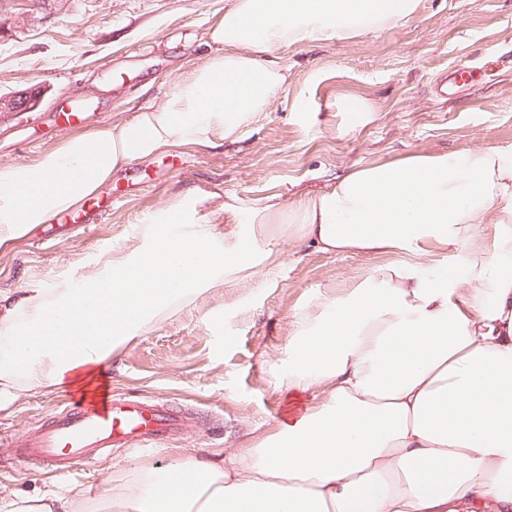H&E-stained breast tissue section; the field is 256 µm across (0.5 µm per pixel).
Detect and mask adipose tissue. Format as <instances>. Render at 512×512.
<instances>
[{"mask_svg":"<svg viewBox=\"0 0 512 512\" xmlns=\"http://www.w3.org/2000/svg\"><path fill=\"white\" fill-rule=\"evenodd\" d=\"M419 4L230 0L212 53L162 105L0 168V248L133 160L233 137L286 87L282 48L381 29ZM247 221L287 225L322 253L390 261L377 286L297 322L276 380L311 408L220 458L134 467L131 488L110 493L113 512H512V145L359 166L296 204L270 196ZM482 224L494 228L489 251L474 243ZM448 252L457 266L424 273ZM281 255L240 225L203 223L196 200L160 208L103 270L0 302V404L84 383L204 289ZM0 512H76V501L0 486Z\"/></svg>","mask_w":512,"mask_h":512,"instance_id":"obj_1","label":"adipose tissue"}]
</instances>
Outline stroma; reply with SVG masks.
Segmentation results:
<instances>
[{"instance_id":"1","label":"stroma","mask_w":512,"mask_h":512,"mask_svg":"<svg viewBox=\"0 0 512 512\" xmlns=\"http://www.w3.org/2000/svg\"><path fill=\"white\" fill-rule=\"evenodd\" d=\"M226 0H6L0 7V95L39 91L32 111L0 114V167L50 150L71 127L61 109L93 113L94 127L161 105L179 76L210 53L209 25ZM288 86L233 138L181 145L132 161L112 177V201L87 230L53 223L0 254V292L49 288L101 270L142 233L143 221L180 198L204 195L207 223L245 221L270 194L294 204L331 190L354 167L415 153H460L512 144V0H421L402 23L350 40L292 45L280 52ZM493 62L480 81L439 97L454 70ZM368 102L376 117L344 132V105ZM243 210H224L225 196ZM283 264L233 288H213L195 306L118 347L101 369L115 391L174 399L193 418L182 435L147 451L113 449L61 476L23 466L0 447V484L28 494L70 493L111 512L108 487L136 464L166 467L214 456L273 433L304 411L306 394L274 385L298 317H318L328 297L368 288L388 258L330 255L289 240ZM78 389L49 387L0 409V432L22 438Z\"/></svg>"}]
</instances>
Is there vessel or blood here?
I'll return each instance as SVG.
<instances>
[{
	"instance_id": "vessel-or-blood-1",
	"label": "vessel or blood",
	"mask_w": 512,
	"mask_h": 512,
	"mask_svg": "<svg viewBox=\"0 0 512 512\" xmlns=\"http://www.w3.org/2000/svg\"><path fill=\"white\" fill-rule=\"evenodd\" d=\"M188 414L168 403H144L108 395L68 401L32 435L15 441L14 452L28 466L69 472L115 448L144 450L180 434Z\"/></svg>"
}]
</instances>
